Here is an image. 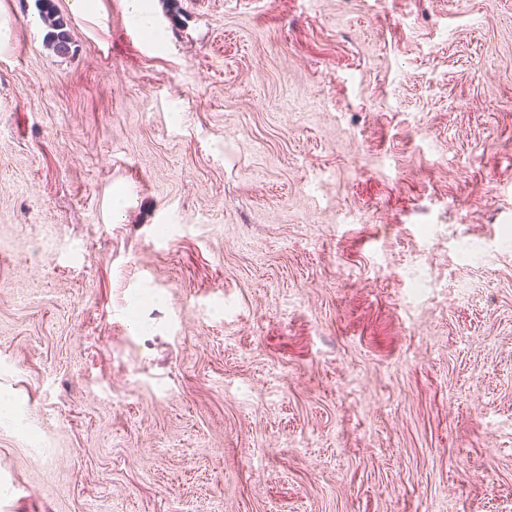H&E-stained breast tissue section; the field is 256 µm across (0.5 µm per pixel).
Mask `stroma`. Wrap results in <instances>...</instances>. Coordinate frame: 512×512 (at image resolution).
I'll list each match as a JSON object with an SVG mask.
<instances>
[{
  "mask_svg": "<svg viewBox=\"0 0 512 512\" xmlns=\"http://www.w3.org/2000/svg\"><path fill=\"white\" fill-rule=\"evenodd\" d=\"M0 0V512H512V0ZM45 17L48 19L50 31L47 34L48 44L54 51L65 54L69 51L70 35L67 29V23L60 17H55V11L51 0H39Z\"/></svg>",
  "mask_w": 512,
  "mask_h": 512,
  "instance_id": "35a3bbf8",
  "label": "stroma"
}]
</instances>
